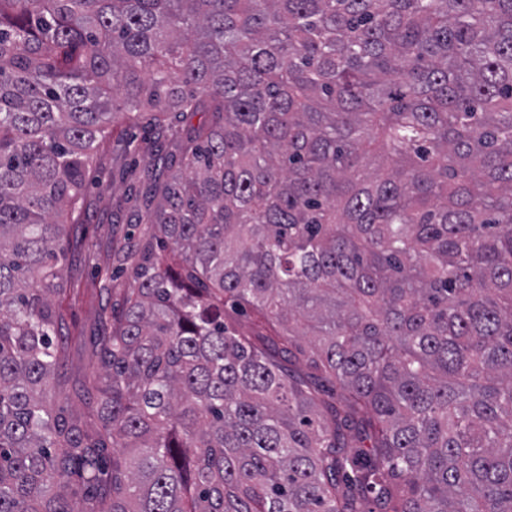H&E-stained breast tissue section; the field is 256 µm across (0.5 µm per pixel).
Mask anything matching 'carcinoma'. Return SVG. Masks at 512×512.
I'll use <instances>...</instances> for the list:
<instances>
[{
    "label": "carcinoma",
    "mask_w": 512,
    "mask_h": 512,
    "mask_svg": "<svg viewBox=\"0 0 512 512\" xmlns=\"http://www.w3.org/2000/svg\"><path fill=\"white\" fill-rule=\"evenodd\" d=\"M144 112L186 172L68 419L64 216ZM369 500L512 512V0H0V512Z\"/></svg>",
    "instance_id": "carcinoma-1"
}]
</instances>
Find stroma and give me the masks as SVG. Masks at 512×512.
Instances as JSON below:
<instances>
[{"mask_svg": "<svg viewBox=\"0 0 512 512\" xmlns=\"http://www.w3.org/2000/svg\"><path fill=\"white\" fill-rule=\"evenodd\" d=\"M152 169L147 151L133 161L110 144L88 171L89 207L67 227L62 291L53 298L65 318V353L48 396L75 418L92 412L93 398L84 383L100 369L95 338L104 332L105 315H122L133 283V265L113 268L112 255L149 243L154 235L152 225L134 222L132 208L133 198L149 186Z\"/></svg>", "mask_w": 512, "mask_h": 512, "instance_id": "1", "label": "stroma"}]
</instances>
